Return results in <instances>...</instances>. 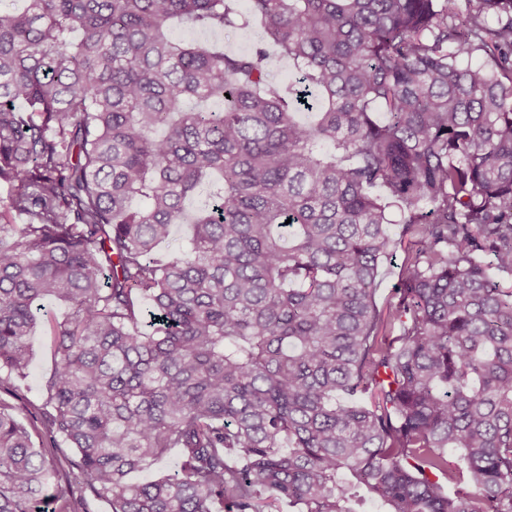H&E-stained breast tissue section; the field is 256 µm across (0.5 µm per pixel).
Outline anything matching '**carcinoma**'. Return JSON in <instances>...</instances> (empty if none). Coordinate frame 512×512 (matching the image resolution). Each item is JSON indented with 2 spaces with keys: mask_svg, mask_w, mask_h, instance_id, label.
<instances>
[{
  "mask_svg": "<svg viewBox=\"0 0 512 512\" xmlns=\"http://www.w3.org/2000/svg\"><path fill=\"white\" fill-rule=\"evenodd\" d=\"M25 2L0 8V373L66 302L40 411L85 483L0 407V512H512V0ZM173 25H254L298 83ZM406 245L407 240L405 239L404 245H397L394 248L393 259L384 260L379 267L377 297L380 304H383L395 291L398 283L399 267L405 257L404 247Z\"/></svg>",
  "mask_w": 512,
  "mask_h": 512,
  "instance_id": "1",
  "label": "carcinoma"
}]
</instances>
